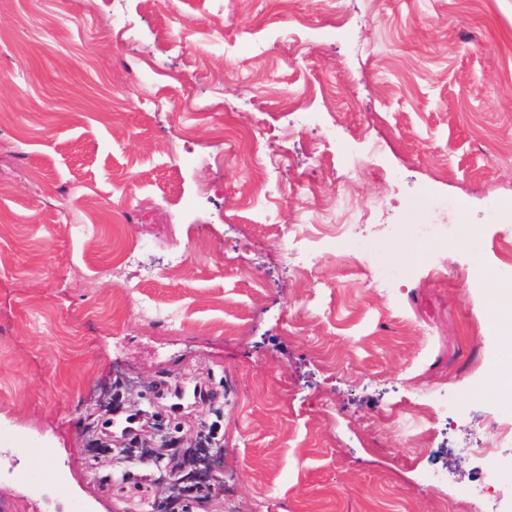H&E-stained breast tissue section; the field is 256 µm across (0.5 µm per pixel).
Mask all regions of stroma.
Listing matches in <instances>:
<instances>
[{
    "mask_svg": "<svg viewBox=\"0 0 512 512\" xmlns=\"http://www.w3.org/2000/svg\"><path fill=\"white\" fill-rule=\"evenodd\" d=\"M293 97L335 142L302 126ZM216 123L287 154L271 175L285 197L251 198L269 175L248 151L207 168L225 149ZM316 149L328 201L353 160L370 171L336 209L337 223L362 219L357 238L323 237L300 282L260 218L318 233L295 190ZM204 174L222 193L198 194ZM501 210L512 0H0V512H156L164 486L96 453L86 425L120 376L130 404L160 384L216 390L220 407L168 421L195 453L198 424L223 442V512H463L491 464L512 469V445L479 422H512L490 292L459 286L499 264ZM405 223L460 241L397 237ZM71 224L95 225L92 246ZM119 248L137 263L114 277ZM391 265L413 271L394 303L367 285ZM142 301L190 320L167 335ZM424 387L421 444L387 416Z\"/></svg>",
    "mask_w": 512,
    "mask_h": 512,
    "instance_id": "1",
    "label": "stroma"
}]
</instances>
